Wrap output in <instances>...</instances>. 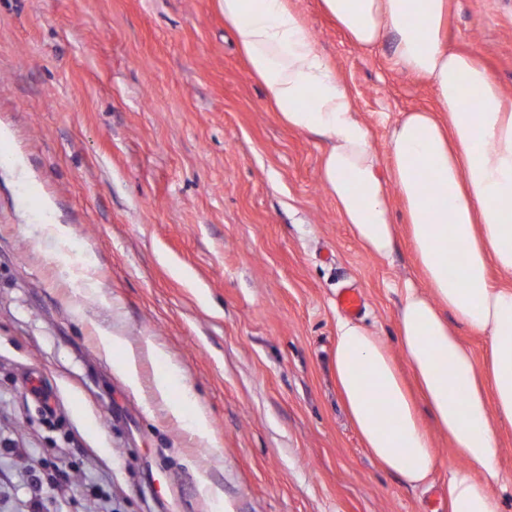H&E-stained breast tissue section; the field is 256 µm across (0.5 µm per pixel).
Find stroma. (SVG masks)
I'll return each instance as SVG.
<instances>
[{
	"label": "stroma",
	"mask_w": 512,
	"mask_h": 512,
	"mask_svg": "<svg viewBox=\"0 0 512 512\" xmlns=\"http://www.w3.org/2000/svg\"><path fill=\"white\" fill-rule=\"evenodd\" d=\"M293 3L377 149L434 106L389 45ZM447 38L512 99V0H449ZM0 127V512L39 497L47 512H214L207 482L224 512H448L465 462L447 437L428 484L386 472L333 368L344 287L401 356L413 250L377 259L355 241L321 180L324 141L270 110L219 0H0ZM106 334L137 354L138 388ZM167 374L180 421L155 391ZM200 407L205 437L185 426ZM336 305L345 314L357 316L363 308L364 297L356 288H343L337 296Z\"/></svg>",
	"instance_id": "stroma-1"
}]
</instances>
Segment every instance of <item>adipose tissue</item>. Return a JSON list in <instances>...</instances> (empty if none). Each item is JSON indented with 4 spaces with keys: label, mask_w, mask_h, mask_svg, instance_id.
I'll return each mask as SVG.
<instances>
[{
    "label": "adipose tissue",
    "mask_w": 512,
    "mask_h": 512,
    "mask_svg": "<svg viewBox=\"0 0 512 512\" xmlns=\"http://www.w3.org/2000/svg\"><path fill=\"white\" fill-rule=\"evenodd\" d=\"M219 3L271 110L326 141L322 181L356 241L388 259L407 235L422 274L421 286L405 285L397 318L418 393L380 336L337 322L336 382L363 444L418 486L436 466L440 432L467 463L449 472L448 512H501L496 447L499 427H512V289L493 285L488 269L512 276V202L502 196L512 186V102L482 63L448 47V0H322L354 44L371 50L392 38L393 64L434 88V107L404 113L378 152L291 0ZM454 319L488 337L484 360L459 339Z\"/></svg>",
    "instance_id": "obj_1"
}]
</instances>
